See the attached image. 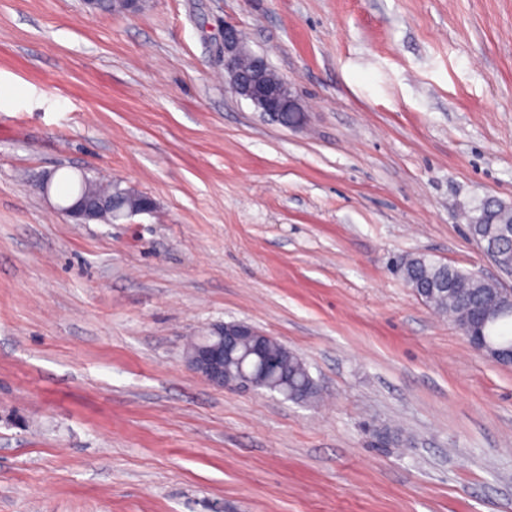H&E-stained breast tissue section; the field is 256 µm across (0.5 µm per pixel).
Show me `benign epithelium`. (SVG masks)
<instances>
[{
  "mask_svg": "<svg viewBox=\"0 0 512 512\" xmlns=\"http://www.w3.org/2000/svg\"><path fill=\"white\" fill-rule=\"evenodd\" d=\"M224 73L232 92L249 101L257 111L271 118L281 112L303 111L300 99L294 94L284 78L271 80L267 76L269 68L265 56L252 51L241 39L240 32L232 25L224 26L223 39ZM252 61V69L244 72L238 69V61L243 57ZM112 201L102 199L94 202L79 197L60 210L77 224H89L100 220L104 209ZM460 331L470 336V346L497 363L512 366V347H493L487 344L479 333V320L471 318L457 324ZM212 333L220 337V342L212 346H196L186 352V363L194 373L208 382L225 387L243 388L253 386L250 375L241 374V381H224V365L233 349L247 346L248 354L264 359L270 336L256 327L242 322L224 323L212 328Z\"/></svg>",
  "mask_w": 512,
  "mask_h": 512,
  "instance_id": "benign-epithelium-1",
  "label": "benign epithelium"
}]
</instances>
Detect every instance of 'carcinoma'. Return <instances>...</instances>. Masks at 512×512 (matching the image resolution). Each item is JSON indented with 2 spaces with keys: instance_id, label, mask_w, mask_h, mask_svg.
<instances>
[{
  "instance_id": "1",
  "label": "carcinoma",
  "mask_w": 512,
  "mask_h": 512,
  "mask_svg": "<svg viewBox=\"0 0 512 512\" xmlns=\"http://www.w3.org/2000/svg\"><path fill=\"white\" fill-rule=\"evenodd\" d=\"M60 180L69 186L70 195L86 193L90 196L112 197L122 212L139 206L141 194L122 186L119 181L102 183L95 179L85 182L62 175ZM512 227V209H508L497 198H489L474 209L468 216V230L472 238H492L498 253L512 260V235L502 234V230ZM401 273L407 284L419 298L439 314L452 321L466 316L477 307L488 303V296L495 284L472 272L449 263L436 262L424 254L403 258ZM453 284L457 295L448 297L441 289ZM482 331L493 343L512 344V316H501L486 321ZM276 366L269 375L281 380L280 392L295 402H307L317 397L318 387L304 362L282 344L276 342L268 349Z\"/></svg>"
}]
</instances>
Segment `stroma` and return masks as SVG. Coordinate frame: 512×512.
I'll list each match as a JSON object with an SVG mask.
<instances>
[{
	"mask_svg": "<svg viewBox=\"0 0 512 512\" xmlns=\"http://www.w3.org/2000/svg\"><path fill=\"white\" fill-rule=\"evenodd\" d=\"M228 24L302 127L230 90ZM84 172L155 210L74 223ZM487 197L512 203V0H0V512H512V367L392 269L512 289L461 217ZM230 322L319 397L193 373ZM274 341L268 349V355L276 360V366L267 374L282 379L280 392L288 394L284 397L295 402L304 403L316 398L318 387L304 362L291 351L288 354L286 347Z\"/></svg>",
	"mask_w": 512,
	"mask_h": 512,
	"instance_id": "obj_1",
	"label": "stroma"
}]
</instances>
